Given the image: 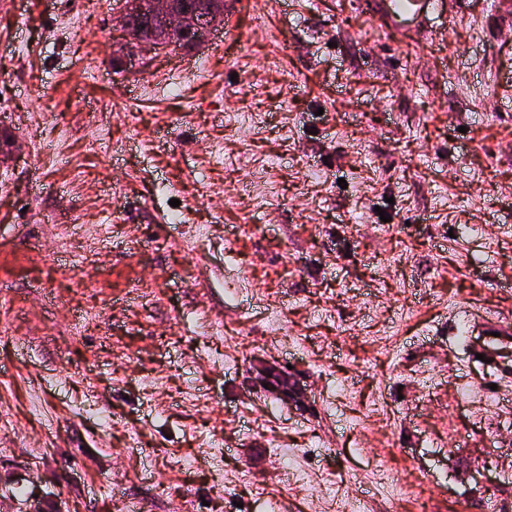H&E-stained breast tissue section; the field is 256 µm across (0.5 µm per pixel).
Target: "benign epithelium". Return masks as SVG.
<instances>
[{"label": "benign epithelium", "mask_w": 512, "mask_h": 512, "mask_svg": "<svg viewBox=\"0 0 512 512\" xmlns=\"http://www.w3.org/2000/svg\"><path fill=\"white\" fill-rule=\"evenodd\" d=\"M225 0H210L208 9H186L178 11L173 8L170 0H122L118 12L119 27L123 32L114 55L122 68L127 69L139 55L148 53L159 54L171 47L158 39L136 36L131 33L132 22L143 15L155 18L163 28L173 32L195 34L201 39L206 32L216 28L223 19Z\"/></svg>", "instance_id": "obj_1"}]
</instances>
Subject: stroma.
<instances>
[{
    "label": "stroma",
    "mask_w": 512,
    "mask_h": 512,
    "mask_svg": "<svg viewBox=\"0 0 512 512\" xmlns=\"http://www.w3.org/2000/svg\"><path fill=\"white\" fill-rule=\"evenodd\" d=\"M374 2L0 0V512H512V0ZM180 7L189 6L196 9L178 11L173 8L170 0H122L118 12L119 27L123 32L114 55L123 69L129 70L135 56L147 53L159 54L174 44L164 43L159 39L135 36L131 33L132 22L143 15L154 17L168 32H187L195 34L200 40L206 32L218 26L224 16L225 3H236L234 0H211L207 10H197L205 7L206 0H176ZM190 34H173L169 39L179 46H193L197 40ZM385 5L384 19L398 21V19L408 20L419 16L424 9L436 1L430 0H382L379 1Z\"/></svg>",
    "instance_id": "stroma-1"
}]
</instances>
